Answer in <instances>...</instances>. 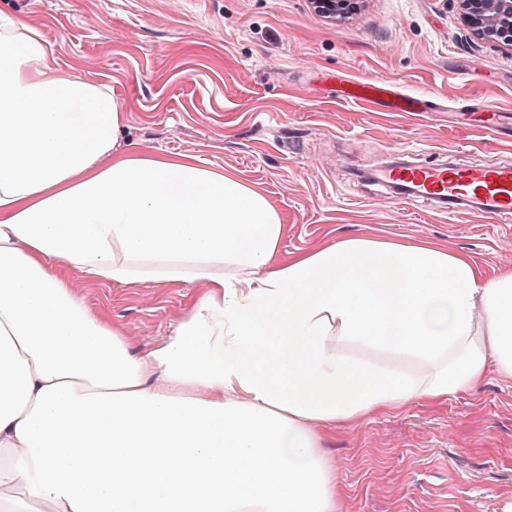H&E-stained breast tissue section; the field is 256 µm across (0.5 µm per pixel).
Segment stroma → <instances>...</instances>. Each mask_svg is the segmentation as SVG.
Here are the masks:
<instances>
[{"label":"stroma","mask_w":512,"mask_h":512,"mask_svg":"<svg viewBox=\"0 0 512 512\" xmlns=\"http://www.w3.org/2000/svg\"><path fill=\"white\" fill-rule=\"evenodd\" d=\"M38 27L64 74L108 84L124 150L189 155L261 189L296 253L347 237L437 245L488 277L512 267V222L406 203L362 176L394 158L426 166L512 161V47L464 25L458 0H362L348 18L310 0H0ZM387 80L430 101L392 112L343 99L322 75ZM501 114L497 133L481 128ZM133 348L167 336L188 286L96 284L67 272ZM342 512H502L512 497V379L437 406L337 427L323 445Z\"/></svg>","instance_id":"stroma-1"}]
</instances>
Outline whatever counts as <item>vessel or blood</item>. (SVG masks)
I'll return each instance as SVG.
<instances>
[{
	"label": "vessel or blood",
	"mask_w": 512,
	"mask_h": 512,
	"mask_svg": "<svg viewBox=\"0 0 512 512\" xmlns=\"http://www.w3.org/2000/svg\"><path fill=\"white\" fill-rule=\"evenodd\" d=\"M345 97L366 104L389 98L396 112H422L426 109L424 99L402 94L386 81L351 82ZM388 177L396 182L411 184L415 196L440 201L474 198L478 200L481 212L505 221L512 219L511 163L467 169L406 166L389 171Z\"/></svg>",
	"instance_id": "obj_1"
}]
</instances>
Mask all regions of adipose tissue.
<instances>
[{
	"label": "adipose tissue",
	"instance_id": "obj_1",
	"mask_svg": "<svg viewBox=\"0 0 512 512\" xmlns=\"http://www.w3.org/2000/svg\"><path fill=\"white\" fill-rule=\"evenodd\" d=\"M123 124L0 11V512H339L327 432L512 377V269L369 238L281 255L261 191L119 150ZM69 267L203 288L137 354Z\"/></svg>",
	"mask_w": 512,
	"mask_h": 512
}]
</instances>
